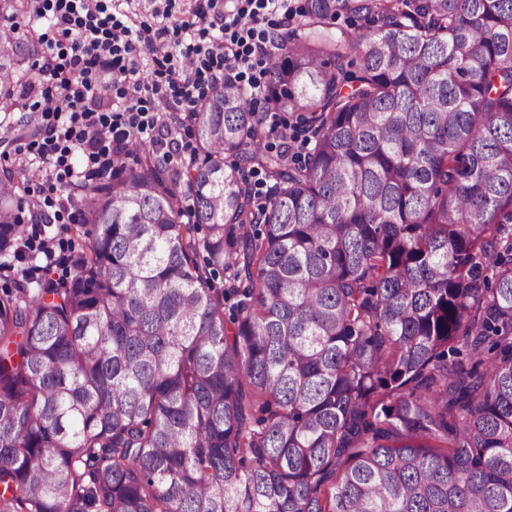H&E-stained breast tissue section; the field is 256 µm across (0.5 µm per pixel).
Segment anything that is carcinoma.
<instances>
[{
    "label": "carcinoma",
    "instance_id": "carcinoma-1",
    "mask_svg": "<svg viewBox=\"0 0 512 512\" xmlns=\"http://www.w3.org/2000/svg\"><path fill=\"white\" fill-rule=\"evenodd\" d=\"M266 98L276 153L218 88L190 161L83 184L71 276L0 290V512H512V0H305Z\"/></svg>",
    "mask_w": 512,
    "mask_h": 512
}]
</instances>
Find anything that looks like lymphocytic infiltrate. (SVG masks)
<instances>
[{
	"label": "lymphocytic infiltrate",
	"mask_w": 512,
	"mask_h": 512,
	"mask_svg": "<svg viewBox=\"0 0 512 512\" xmlns=\"http://www.w3.org/2000/svg\"><path fill=\"white\" fill-rule=\"evenodd\" d=\"M35 15H50L55 37L42 42L35 83L39 98L31 109L40 137L28 148L42 160V196L36 214L67 211L73 190L110 171L112 150L130 138L147 140L156 130L175 134L215 88L262 94L276 39L275 16L290 18L288 0H196L198 29L189 23L132 27L112 0H26ZM182 61L172 64V41L181 34ZM145 52L163 65L164 84L139 78L135 58ZM169 91L168 109L154 104L160 87ZM70 100L60 110L59 98ZM81 154V165L72 157Z\"/></svg>",
	"instance_id": "obj_1"
}]
</instances>
